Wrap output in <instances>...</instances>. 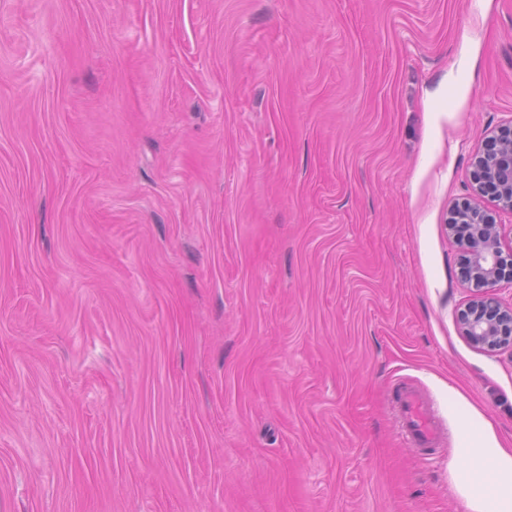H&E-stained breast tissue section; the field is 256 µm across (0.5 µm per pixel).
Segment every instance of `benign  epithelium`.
Returning a JSON list of instances; mask_svg holds the SVG:
<instances>
[{"mask_svg": "<svg viewBox=\"0 0 512 512\" xmlns=\"http://www.w3.org/2000/svg\"><path fill=\"white\" fill-rule=\"evenodd\" d=\"M487 196L495 208L486 205ZM500 211L512 214V123L474 148L469 194L448 210V227L461 234L464 244L460 281L472 288L458 324L478 348L512 345V303H503L494 293L505 285L512 288V246L503 248Z\"/></svg>", "mask_w": 512, "mask_h": 512, "instance_id": "7a95c632", "label": "benign epithelium"}]
</instances>
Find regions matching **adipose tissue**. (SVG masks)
<instances>
[{"mask_svg":"<svg viewBox=\"0 0 512 512\" xmlns=\"http://www.w3.org/2000/svg\"><path fill=\"white\" fill-rule=\"evenodd\" d=\"M457 438L448 458L454 491L466 512H512V448L498 441L492 425L457 401Z\"/></svg>","mask_w":512,"mask_h":512,"instance_id":"1","label":"adipose tissue"}]
</instances>
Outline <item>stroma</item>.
<instances>
[{
  "label": "stroma",
  "mask_w": 512,
  "mask_h": 512,
  "mask_svg": "<svg viewBox=\"0 0 512 512\" xmlns=\"http://www.w3.org/2000/svg\"><path fill=\"white\" fill-rule=\"evenodd\" d=\"M510 122L512 0H0V512H465L512 349L444 220ZM399 415L408 444L417 448H432L439 437L431 402L412 385H405L399 393ZM457 438L448 458L454 491L466 512H512V448L463 400L456 402Z\"/></svg>",
  "instance_id": "1"
}]
</instances>
